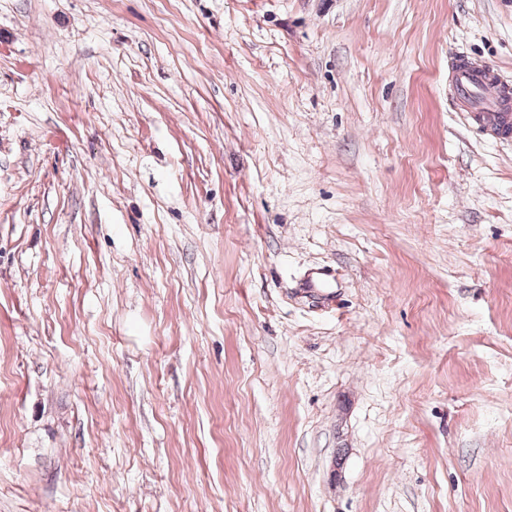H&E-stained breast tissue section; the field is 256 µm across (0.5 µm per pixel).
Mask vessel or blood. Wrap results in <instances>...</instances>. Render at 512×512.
Returning a JSON list of instances; mask_svg holds the SVG:
<instances>
[{
	"instance_id": "obj_1",
	"label": "vessel or blood",
	"mask_w": 512,
	"mask_h": 512,
	"mask_svg": "<svg viewBox=\"0 0 512 512\" xmlns=\"http://www.w3.org/2000/svg\"><path fill=\"white\" fill-rule=\"evenodd\" d=\"M454 100L470 107L468 121L496 138H512V81L494 68L472 65L466 52H459Z\"/></svg>"
}]
</instances>
